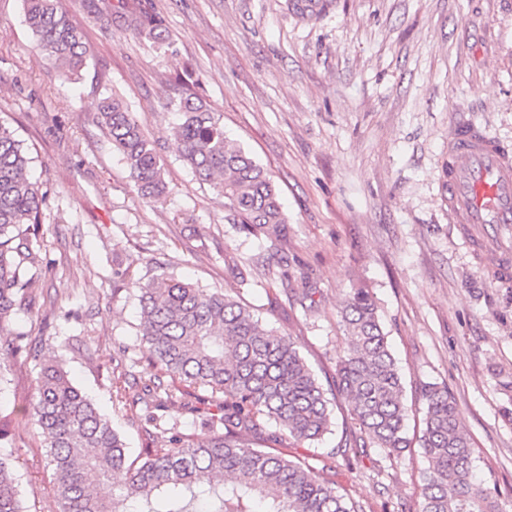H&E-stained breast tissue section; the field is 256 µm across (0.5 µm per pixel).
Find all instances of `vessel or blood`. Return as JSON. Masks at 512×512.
I'll return each mask as SVG.
<instances>
[{"instance_id": "1", "label": "vessel or blood", "mask_w": 512, "mask_h": 512, "mask_svg": "<svg viewBox=\"0 0 512 512\" xmlns=\"http://www.w3.org/2000/svg\"><path fill=\"white\" fill-rule=\"evenodd\" d=\"M443 187L452 223L490 245L498 257L499 279H512V151L481 126L455 124Z\"/></svg>"}]
</instances>
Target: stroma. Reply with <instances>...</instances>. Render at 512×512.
Returning a JSON list of instances; mask_svg holds the SVG:
<instances>
[{
    "label": "stroma",
    "mask_w": 512,
    "mask_h": 512,
    "mask_svg": "<svg viewBox=\"0 0 512 512\" xmlns=\"http://www.w3.org/2000/svg\"><path fill=\"white\" fill-rule=\"evenodd\" d=\"M169 44L156 49L123 19L104 28L90 0H61L86 35L79 80L48 65L22 0H0V122L29 150L31 181L50 191L29 271L32 310L5 332L22 351L0 381L25 512H56L52 469L29 417L35 380L55 352L74 384L132 452L149 427L134 404L148 364L140 284L160 274L226 289L263 324L293 336L327 381L343 353L339 310L368 289L404 380L409 448L336 453L358 432L347 403L332 432L290 455L315 467L362 512H420L416 443L426 386L454 397L477 457L512 512V282L448 217L441 170L455 123L485 126L512 149V0H151ZM189 77L224 127L273 176L288 222L279 243L229 223L224 196L200 181L170 137ZM115 93L160 144L167 192L138 193L95 119ZM173 398L162 416L203 441L210 390Z\"/></svg>",
    "instance_id": "stroma-1"
}]
</instances>
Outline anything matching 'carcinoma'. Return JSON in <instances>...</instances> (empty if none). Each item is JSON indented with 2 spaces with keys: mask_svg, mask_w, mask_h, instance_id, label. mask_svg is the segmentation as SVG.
Segmentation results:
<instances>
[{
  "mask_svg": "<svg viewBox=\"0 0 512 512\" xmlns=\"http://www.w3.org/2000/svg\"><path fill=\"white\" fill-rule=\"evenodd\" d=\"M26 22L53 67L80 75L86 65L84 33L60 0H22ZM162 22L138 6L127 19L134 35L158 41ZM180 122L171 137L192 172L224 194L228 221L250 234L281 236L287 223L272 176L224 128L194 93L174 102ZM98 124L129 168L140 194L166 193L164 162L124 102L101 99ZM23 142L0 123V331L15 307L28 306V268L40 262L23 224L39 223L45 193L29 181ZM141 340L150 362L138 402L145 412L165 406L159 374L184 383V394L209 388L224 394L211 414L212 435L195 443L176 425L165 444L146 448L142 462L111 420L73 386L52 361L41 367L31 417L41 430L61 512H360L335 484L282 452L288 442L319 439L329 426L326 391L292 337L267 329L256 314L221 290H206L170 275L139 288ZM346 347L333 385L351 406L360 429L377 448L409 447L402 375L389 348L378 309L365 288H354L340 311ZM20 345L0 342V380ZM419 445L420 512H503L497 483L473 482L475 450L445 387L425 389ZM0 413V512H26L18 497L10 426ZM273 423L277 430L267 431Z\"/></svg>",
  "mask_w": 512,
  "mask_h": 512,
  "instance_id": "carcinoma-1",
  "label": "carcinoma"
}]
</instances>
